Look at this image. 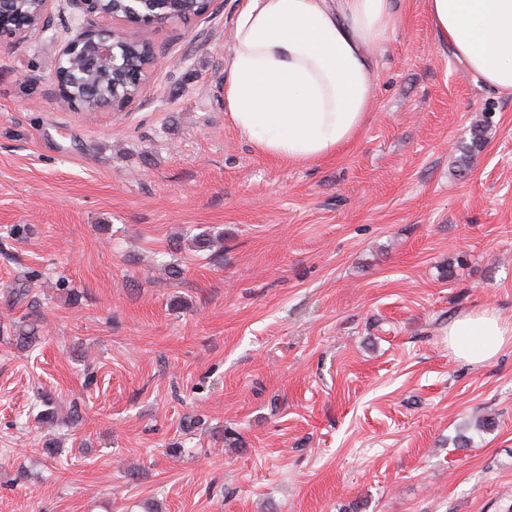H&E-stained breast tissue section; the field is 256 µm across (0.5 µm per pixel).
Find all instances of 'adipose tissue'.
<instances>
[{
    "label": "adipose tissue",
    "instance_id": "adipose-tissue-1",
    "mask_svg": "<svg viewBox=\"0 0 512 512\" xmlns=\"http://www.w3.org/2000/svg\"><path fill=\"white\" fill-rule=\"evenodd\" d=\"M439 42L486 89L512 92V0H427ZM392 0H244L224 63V99L237 131L291 164L335 155L365 126L377 55L395 32ZM512 322L492 309L448 324L452 354L494 359Z\"/></svg>",
    "mask_w": 512,
    "mask_h": 512
}]
</instances>
